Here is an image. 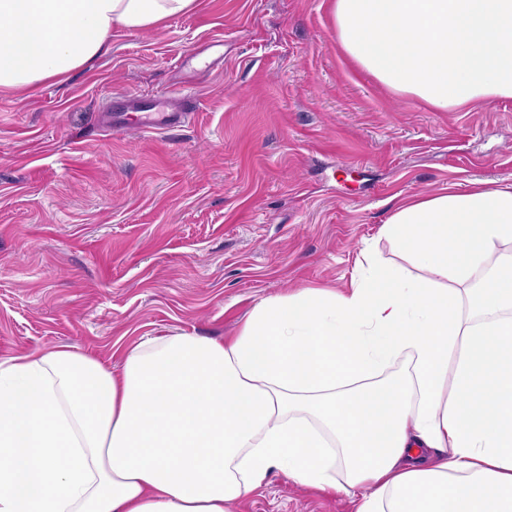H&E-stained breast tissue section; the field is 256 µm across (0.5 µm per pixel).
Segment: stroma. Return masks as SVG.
<instances>
[{"instance_id":"obj_1","label":"stroma","mask_w":512,"mask_h":512,"mask_svg":"<svg viewBox=\"0 0 512 512\" xmlns=\"http://www.w3.org/2000/svg\"><path fill=\"white\" fill-rule=\"evenodd\" d=\"M198 107L102 127L115 93ZM512 183V100L439 112L336 40L331 0H199L33 91L0 92V362L68 346L120 368L158 336H236L254 308L342 290L402 200ZM234 512H355L273 473Z\"/></svg>"}]
</instances>
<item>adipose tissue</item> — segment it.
Returning <instances> with one entry per match:
<instances>
[{
	"instance_id": "obj_1",
	"label": "adipose tissue",
	"mask_w": 512,
	"mask_h": 512,
	"mask_svg": "<svg viewBox=\"0 0 512 512\" xmlns=\"http://www.w3.org/2000/svg\"><path fill=\"white\" fill-rule=\"evenodd\" d=\"M198 0H0V90L58 80ZM337 39L437 111L512 99V0H332ZM342 293L257 305L230 341L139 340L120 371L0 362V512H231L273 472L356 512H512V185L401 202ZM411 371L381 381L389 362ZM345 481L335 484L334 469Z\"/></svg>"
}]
</instances>
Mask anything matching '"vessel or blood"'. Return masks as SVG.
Segmentation results:
<instances>
[{
	"instance_id": "vessel-or-blood-1",
	"label": "vessel or blood",
	"mask_w": 512,
	"mask_h": 512,
	"mask_svg": "<svg viewBox=\"0 0 512 512\" xmlns=\"http://www.w3.org/2000/svg\"><path fill=\"white\" fill-rule=\"evenodd\" d=\"M110 105L112 129L135 128L144 133H156L189 123L196 110V99L188 92L157 100L138 93H122L113 97Z\"/></svg>"
}]
</instances>
